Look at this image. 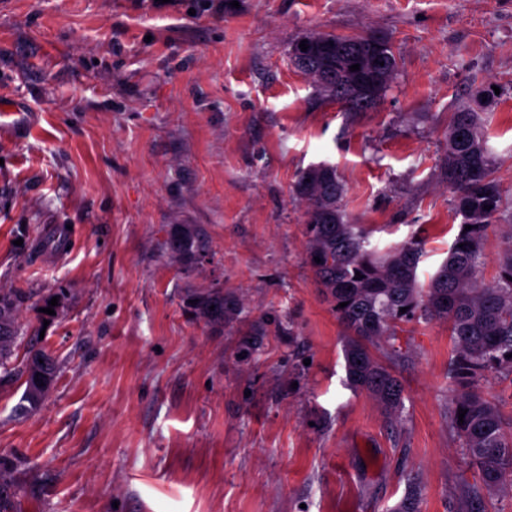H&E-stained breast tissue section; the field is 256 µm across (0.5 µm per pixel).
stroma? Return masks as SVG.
Wrapping results in <instances>:
<instances>
[{
    "mask_svg": "<svg viewBox=\"0 0 512 512\" xmlns=\"http://www.w3.org/2000/svg\"><path fill=\"white\" fill-rule=\"evenodd\" d=\"M209 4L0 0V288L31 294L21 332L61 363L31 412L23 379L0 381V512H468L477 492L512 512L450 425L447 322L395 340L401 415L347 387L293 196L335 167L371 246L423 241L427 282L461 224L451 113H478L512 199V0ZM311 32L388 39L374 109L294 67ZM173 224L199 229L196 263L170 256ZM210 289L238 308L220 330L184 302Z\"/></svg>",
    "mask_w": 512,
    "mask_h": 512,
    "instance_id": "1",
    "label": "stroma"
}]
</instances>
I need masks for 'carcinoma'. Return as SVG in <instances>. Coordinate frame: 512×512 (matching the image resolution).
I'll use <instances>...</instances> for the list:
<instances>
[{
	"label": "carcinoma",
	"mask_w": 512,
	"mask_h": 512,
	"mask_svg": "<svg viewBox=\"0 0 512 512\" xmlns=\"http://www.w3.org/2000/svg\"><path fill=\"white\" fill-rule=\"evenodd\" d=\"M305 39L316 42L317 52L300 71L318 87L339 74L370 84L371 94L379 99L397 70L389 43L384 66L372 69L342 52L340 44L358 41V36L349 39L317 33ZM354 64L360 69L350 70ZM442 172L462 224L448 258L424 285L417 277L422 243L412 239L384 252L369 247L367 236L342 209L346 188L334 168L321 164L302 170L293 192L306 205L309 264L326 288L332 312L347 331L344 358L349 385L370 393L386 411H398L403 385L392 365L402 353L391 343L397 328L416 317L447 321L455 344L448 379L457 386L449 408L450 424L468 450L483 486L489 491L512 489V432L506 431L499 406L481 388L488 373L512 376V233L498 254L496 277L484 281V241L493 220L507 217L508 209L493 176V157L477 113L451 114ZM486 205L490 209H484ZM467 225L472 229H465ZM167 246L181 261L197 259V230L189 224L171 225ZM317 257L321 262H315ZM358 273L363 278H356ZM25 299L22 293L0 289V369L24 377L36 357L48 355L32 345L20 364L12 361L20 345L16 316ZM185 300L195 315L216 328L224 326L223 292L194 291ZM342 302L347 306L339 307ZM402 308L406 312H400ZM57 372L55 360L42 369L43 386L38 394L23 395L28 403L25 411L36 409L47 397ZM461 409L466 411L462 422L458 419Z\"/></svg>",
	"instance_id": "carcinoma-1"
}]
</instances>
